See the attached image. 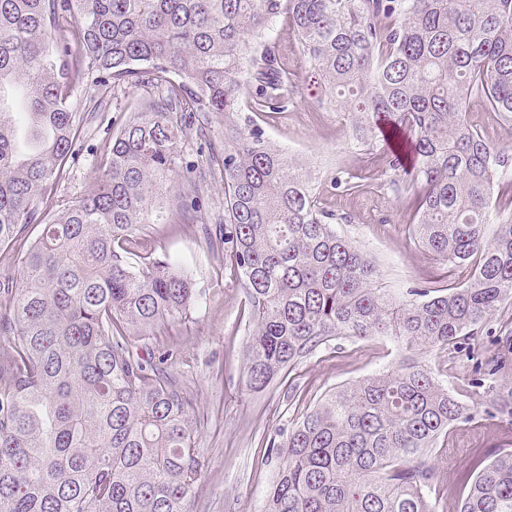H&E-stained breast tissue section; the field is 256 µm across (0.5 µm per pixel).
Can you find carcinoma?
<instances>
[{"instance_id": "obj_1", "label": "carcinoma", "mask_w": 512, "mask_h": 512, "mask_svg": "<svg viewBox=\"0 0 512 512\" xmlns=\"http://www.w3.org/2000/svg\"><path fill=\"white\" fill-rule=\"evenodd\" d=\"M298 37L318 112H345L357 144L389 156L390 187L419 186L410 236L452 274L397 299L336 231L316 182L242 112L284 111L299 87L273 24ZM152 86L107 139L77 200L60 201L82 132L70 90ZM22 92L19 140L0 104V245L21 257L0 279V512H185L204 471L198 421L166 367L133 338L195 297L145 225L181 177L178 133L224 116L181 203L202 216L221 175L224 259L252 329L247 386L260 389L339 337L388 336L455 354L491 335L512 299V157L467 117L468 101L512 123V0H0V87ZM494 225L487 234L488 225ZM38 229L32 233V229ZM507 366L491 355L450 390L420 362L340 385L279 430L283 458L264 512H444L438 471L459 423L512 425V389L470 405ZM459 512H512V451L474 477Z\"/></svg>"}]
</instances>
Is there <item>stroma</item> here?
<instances>
[{"instance_id":"35a3bbf8","label":"stroma","mask_w":512,"mask_h":512,"mask_svg":"<svg viewBox=\"0 0 512 512\" xmlns=\"http://www.w3.org/2000/svg\"><path fill=\"white\" fill-rule=\"evenodd\" d=\"M154 95L147 87L105 91L90 77L76 86L70 104L81 113L83 129L66 178L57 186L59 198L83 194L96 171L103 138ZM259 123L270 142L316 173L324 205L348 216V223L336 230L372 260L379 287L401 298L409 288L444 280L446 268L408 233L415 215L412 195L400 196L388 187L386 154L360 150L343 113L313 111L308 96L300 95L286 111L260 117ZM349 176L359 182L358 193L332 190V179ZM179 208L178 194H170L163 202V223L148 230L158 241L159 254L191 277L196 295L187 313L156 329L148 344L157 350L185 348L193 356L191 364L177 372L193 401L206 467L186 512H263L266 493L282 466L267 440L332 388L412 360L431 367L453 388L472 371L469 352H482L489 344L488 336L477 337L469 351L460 352L448 366L443 354L408 352L385 336L340 338L265 389L252 390L243 376L250 325L242 288L222 272L223 243L208 240L203 224L180 223ZM448 446L440 482L450 489L448 512H457L477 472L499 452L512 449V428L490 419L461 423Z\"/></svg>"}]
</instances>
